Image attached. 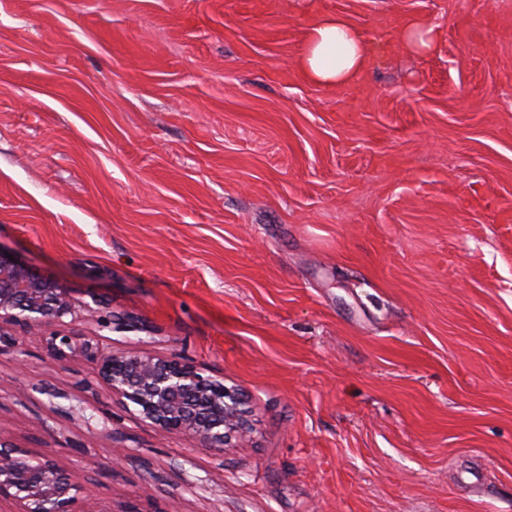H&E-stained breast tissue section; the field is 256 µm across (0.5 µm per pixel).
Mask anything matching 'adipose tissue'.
Returning <instances> with one entry per match:
<instances>
[{
    "instance_id": "ef3b65f1",
    "label": "adipose tissue",
    "mask_w": 512,
    "mask_h": 512,
    "mask_svg": "<svg viewBox=\"0 0 512 512\" xmlns=\"http://www.w3.org/2000/svg\"><path fill=\"white\" fill-rule=\"evenodd\" d=\"M442 40V29L424 17L410 16L386 35V41L409 53L432 54ZM305 47L294 68L308 84L328 89L359 87L373 66L372 39L344 15L317 11L311 16Z\"/></svg>"
}]
</instances>
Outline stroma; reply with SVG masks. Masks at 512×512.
<instances>
[{
  "instance_id": "35a3bbf8",
  "label": "stroma",
  "mask_w": 512,
  "mask_h": 512,
  "mask_svg": "<svg viewBox=\"0 0 512 512\" xmlns=\"http://www.w3.org/2000/svg\"><path fill=\"white\" fill-rule=\"evenodd\" d=\"M322 9L360 90L293 68ZM0 247L248 399L219 452L0 349V438L96 512H512V0H0ZM443 29L424 17L410 16L386 35V42L408 53L432 54L442 40Z\"/></svg>"
}]
</instances>
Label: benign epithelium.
I'll use <instances>...</instances> for the list:
<instances>
[{"label": "benign epithelium", "instance_id": "7a95c632", "mask_svg": "<svg viewBox=\"0 0 512 512\" xmlns=\"http://www.w3.org/2000/svg\"><path fill=\"white\" fill-rule=\"evenodd\" d=\"M99 306L0 250V348L18 345L19 330L32 334L65 324L66 332L44 338L51 360L96 364L102 383L125 409L166 433L191 434L220 452L239 447L248 429L243 394L188 359L106 349L79 328ZM1 499L15 501L19 512H93L91 494L75 472L48 454L36 455L2 439Z\"/></svg>", "mask_w": 512, "mask_h": 512}]
</instances>
